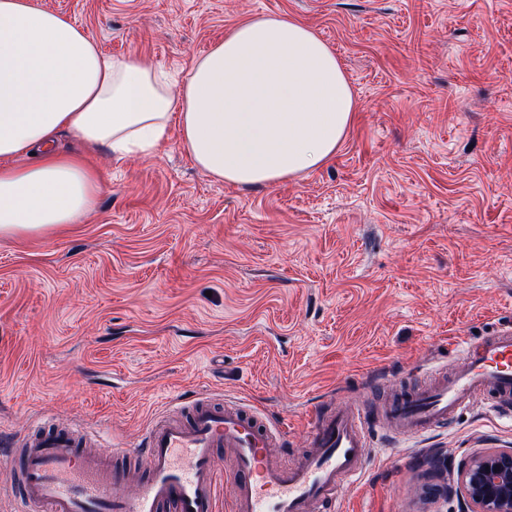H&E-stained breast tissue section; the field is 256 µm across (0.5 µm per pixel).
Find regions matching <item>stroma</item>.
I'll return each instance as SVG.
<instances>
[{"instance_id": "obj_1", "label": "stroma", "mask_w": 512, "mask_h": 512, "mask_svg": "<svg viewBox=\"0 0 512 512\" xmlns=\"http://www.w3.org/2000/svg\"><path fill=\"white\" fill-rule=\"evenodd\" d=\"M39 2L179 79L288 16L335 51L356 116L324 166L262 188L199 170L175 124L123 159L62 131L101 189L79 223L0 237V433L61 419L108 453L212 393L281 423L295 460L310 406L375 410L512 326V0ZM373 433L337 512H460L459 465L512 448V414L479 396L421 438Z\"/></svg>"}]
</instances>
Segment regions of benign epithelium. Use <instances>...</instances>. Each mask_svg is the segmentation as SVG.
I'll use <instances>...</instances> for the list:
<instances>
[{"label": "benign epithelium", "mask_w": 512, "mask_h": 512, "mask_svg": "<svg viewBox=\"0 0 512 512\" xmlns=\"http://www.w3.org/2000/svg\"><path fill=\"white\" fill-rule=\"evenodd\" d=\"M460 478L470 512H512V449L473 458Z\"/></svg>", "instance_id": "benign-epithelium-1"}]
</instances>
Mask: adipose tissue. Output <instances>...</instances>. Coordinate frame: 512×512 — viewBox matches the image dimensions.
Here are the masks:
<instances>
[{
	"mask_svg": "<svg viewBox=\"0 0 512 512\" xmlns=\"http://www.w3.org/2000/svg\"><path fill=\"white\" fill-rule=\"evenodd\" d=\"M355 112L333 50L284 16L228 31L177 87L161 67L104 54L39 0H0V237L49 233L94 208L99 180L56 149L60 131L121 158L153 154L175 122L201 171L267 187L329 161Z\"/></svg>",
	"mask_w": 512,
	"mask_h": 512,
	"instance_id": "adipose-tissue-1",
	"label": "adipose tissue"
}]
</instances>
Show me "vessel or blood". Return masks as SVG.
<instances>
[{
    "label": "vessel or blood",
    "mask_w": 512,
    "mask_h": 512,
    "mask_svg": "<svg viewBox=\"0 0 512 512\" xmlns=\"http://www.w3.org/2000/svg\"><path fill=\"white\" fill-rule=\"evenodd\" d=\"M478 394L496 410L512 401L511 326L464 343L449 377L390 401L386 419L418 437ZM372 423L351 404L315 410L311 451L296 463L279 453L287 445L279 425L243 404L216 406L208 395L167 408L139 443L112 456L95 451L89 430L43 423L25 436L18 460L21 512H218L220 448L232 461V512H322L335 505L340 486L361 480ZM116 455L142 468L134 492L126 490V470L112 462Z\"/></svg>",
    "instance_id": "b4317fda"
}]
</instances>
